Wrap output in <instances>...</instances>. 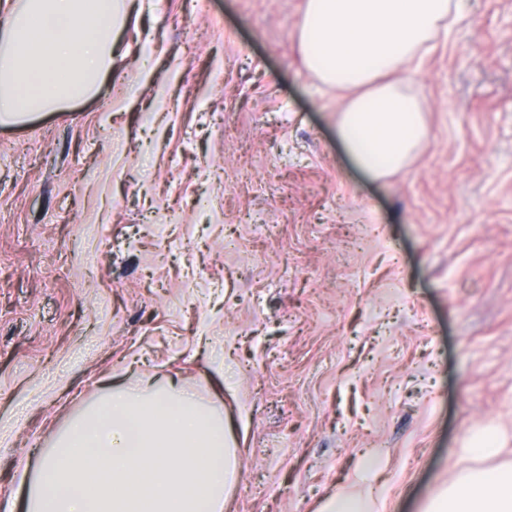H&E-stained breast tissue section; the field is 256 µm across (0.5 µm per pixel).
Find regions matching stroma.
Wrapping results in <instances>:
<instances>
[{
	"mask_svg": "<svg viewBox=\"0 0 512 512\" xmlns=\"http://www.w3.org/2000/svg\"><path fill=\"white\" fill-rule=\"evenodd\" d=\"M463 4L383 181L304 66V0H132L96 95L0 125V512L140 378L219 394L224 512H315L365 458L374 512H423L478 435L512 461V0Z\"/></svg>",
	"mask_w": 512,
	"mask_h": 512,
	"instance_id": "obj_1",
	"label": "stroma"
}]
</instances>
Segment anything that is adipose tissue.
I'll return each mask as SVG.
<instances>
[{"label":"adipose tissue","mask_w":512,"mask_h":512,"mask_svg":"<svg viewBox=\"0 0 512 512\" xmlns=\"http://www.w3.org/2000/svg\"><path fill=\"white\" fill-rule=\"evenodd\" d=\"M126 0H15L0 14V124L98 92ZM464 18L461 0H305L295 31L305 66L348 99L336 136L381 180L429 139L412 92L431 41ZM373 466L317 512H373ZM238 480L221 407L174 378L116 384L73 417L22 478L23 512H224ZM425 512H512V462L463 468Z\"/></svg>","instance_id":"1"}]
</instances>
